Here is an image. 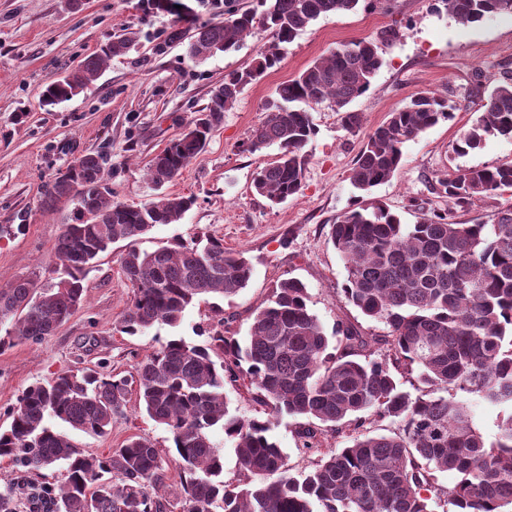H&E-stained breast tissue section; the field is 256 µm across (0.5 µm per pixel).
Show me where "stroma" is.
I'll return each mask as SVG.
<instances>
[{"instance_id": "obj_1", "label": "stroma", "mask_w": 512, "mask_h": 512, "mask_svg": "<svg viewBox=\"0 0 512 512\" xmlns=\"http://www.w3.org/2000/svg\"><path fill=\"white\" fill-rule=\"evenodd\" d=\"M170 26V16L146 12L142 0H79L73 9L64 0H0V289L21 278L50 282L60 264L55 241L63 225L73 223L76 209L71 202L44 208L41 190L89 152L108 156L115 200L140 206L160 191L193 198L179 222L157 225L142 236L140 250L209 236L223 240L226 250L243 253L253 276L234 297L194 301L176 326L158 323L129 335L119 327L134 296L120 266L127 243H113L89 267L85 300L66 323L40 343L20 342L0 351V425L24 389L56 373L91 368L124 376L172 338L206 347L215 333L227 330L246 341L255 309L286 278L305 284L308 306L325 331L342 319L363 335L383 334V324L364 317L344 297L346 270L329 230L355 203L349 173L369 135L417 92L453 100L454 117L405 143L399 169L373 188L371 199L405 224L422 216L411 205L415 199L467 224L494 223L500 211L512 207V189L465 210L449 209L447 198L434 191L438 178L455 169L512 160V140L496 136L467 154L453 151L477 117L476 93H488L512 75V15L464 26L440 0H360L353 11L320 16L284 46L277 67L243 88L204 151L159 191L147 176L149 160L208 104L211 89L225 75L253 65L267 40L259 31L236 49L198 63L188 54L192 32L170 43L165 39ZM127 29L136 31L138 40L126 55L109 60L72 99L43 105L46 83L78 69ZM362 38L375 40L382 58L369 90L350 105L363 114L362 126L351 133L330 106L311 109L316 134L305 148L302 191L296 199L271 204L255 191L253 174L279 149L250 153L243 142L263 120L280 83L336 45ZM51 425L93 456L107 455L132 436L150 439L163 459L162 495H180L181 470L169 435L136 401L128 402L103 436L57 419Z\"/></svg>"}]
</instances>
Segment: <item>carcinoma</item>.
Segmentation results:
<instances>
[{
  "label": "carcinoma",
  "instance_id": "cac0c4a2",
  "mask_svg": "<svg viewBox=\"0 0 512 512\" xmlns=\"http://www.w3.org/2000/svg\"><path fill=\"white\" fill-rule=\"evenodd\" d=\"M360 0H259L261 11L239 10L224 0V22L197 24L172 14L167 39L196 27L189 44L203 61L230 51L261 30L270 39L255 65L224 76L210 91L197 118L150 161L158 189L175 180L205 148L245 85L282 60L283 46L312 21L354 10ZM448 14L468 25L512 15V0H441ZM133 37L113 38L82 67L46 84L44 105L71 99L97 79L110 58L128 51ZM377 45L367 39L343 43L275 90L266 115L246 142L253 153L278 146L276 160L256 172V191L273 203L302 188L304 148L315 135L309 109L329 103L353 131L360 113L348 109L371 86L381 67ZM455 106L422 91L390 113L360 151L349 180L362 192L390 180L402 147L425 130L452 118ZM480 115L453 150L466 154L488 136L512 139V79L480 99ZM106 161L98 153L76 159L44 185L43 204L62 200L95 214V223L65 224L55 242L62 276L45 286L33 278L0 289V351L17 342L36 343L54 333L85 298L88 267L118 240L129 241L120 264L135 289L120 319L135 335L180 323L202 295L231 297L249 283L253 269L241 253L208 238L142 252L136 242L158 224H173L192 205L190 197L163 192L133 206L112 199ZM512 189V161L458 169L438 179L436 193L464 208ZM330 237L347 272V301L386 332L365 336L353 324H336L328 336L308 306L306 286L288 278L273 288L253 318L250 336L212 337L202 347L170 339L139 360L134 372L115 377L92 369L60 373L28 386L0 430V458L28 472L63 466L58 487L29 483L0 490V512H172L159 496L162 459L149 439L130 438L106 456L86 455L48 420L94 435L112 430L131 392L138 404L172 436L182 470L179 512H512V415L487 443L473 425L472 399L512 404V208L493 224H462L432 211L403 224L385 207L359 202L331 226ZM219 352V360L213 354ZM247 381L266 417L242 418L229 409L226 380ZM412 390L403 388L401 379ZM305 420L297 437L317 447L320 423L346 432L350 445L329 449L308 471L291 472L272 437L278 419ZM389 419L398 431L370 434L367 421ZM220 427L235 448L244 480H224V458L211 439ZM453 472L451 488L436 473ZM119 482H112L110 475ZM452 510H447V507Z\"/></svg>",
  "mask_w": 512,
  "mask_h": 512
}]
</instances>
